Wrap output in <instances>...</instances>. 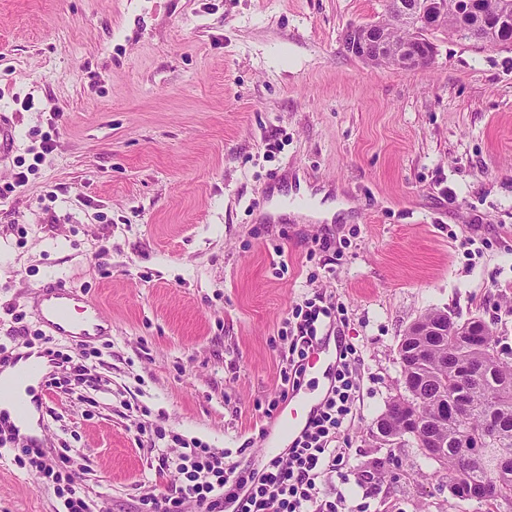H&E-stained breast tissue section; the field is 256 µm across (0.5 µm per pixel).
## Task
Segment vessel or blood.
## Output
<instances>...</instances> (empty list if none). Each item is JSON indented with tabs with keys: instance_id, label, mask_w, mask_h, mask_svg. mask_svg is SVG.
<instances>
[{
	"instance_id": "obj_1",
	"label": "vessel or blood",
	"mask_w": 512,
	"mask_h": 512,
	"mask_svg": "<svg viewBox=\"0 0 512 512\" xmlns=\"http://www.w3.org/2000/svg\"><path fill=\"white\" fill-rule=\"evenodd\" d=\"M33 307L48 337L67 339L81 347L111 335L112 322L92 299L68 287L60 277H52L34 289ZM308 366L322 375L321 384L304 383L288 396L290 414L270 422L266 429V448L253 462L257 474H264L269 459L287 453L295 439L318 413L334 385L336 350L329 338H322L311 351Z\"/></svg>"
}]
</instances>
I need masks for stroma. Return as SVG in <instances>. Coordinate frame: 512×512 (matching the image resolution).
<instances>
[{"mask_svg":"<svg viewBox=\"0 0 512 512\" xmlns=\"http://www.w3.org/2000/svg\"><path fill=\"white\" fill-rule=\"evenodd\" d=\"M384 9L0 0L15 140L0 157V358L37 353L31 292L49 277L111 319L87 379L37 413L93 512L178 486L156 467L181 438L247 467L279 399L283 322L318 295L361 360L336 440L351 512H483L411 439L373 431L403 391L398 344L429 310L479 316L512 349V46L439 31L424 69L348 54V27ZM305 190L349 207L329 223L252 207ZM21 453L0 447V512H59Z\"/></svg>","mask_w":512,"mask_h":512,"instance_id":"35a3bbf8","label":"stroma"}]
</instances>
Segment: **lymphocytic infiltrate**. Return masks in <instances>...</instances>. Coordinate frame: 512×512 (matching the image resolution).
I'll return each mask as SVG.
<instances>
[{
  "label": "lymphocytic infiltrate",
  "mask_w": 512,
  "mask_h": 512,
  "mask_svg": "<svg viewBox=\"0 0 512 512\" xmlns=\"http://www.w3.org/2000/svg\"><path fill=\"white\" fill-rule=\"evenodd\" d=\"M335 318V303L323 298L306 300L293 309L281 333L287 342L281 354V394L301 384L309 350L326 323ZM359 366L356 349L342 346L331 395L287 458L272 460L262 480H255L251 470L226 465L223 456L199 442H188L177 462L165 457L159 460L160 469L176 466L182 485L172 493L142 498L144 512H225V497L250 481L255 487L238 512H346L345 494L323 497L318 481L328 475L337 476L343 484L348 481L350 451L336 447L335 441L360 396ZM25 454L30 467L52 485L57 497L63 498L66 512H90L88 502L77 495L70 476L62 470V453L29 448Z\"/></svg>",
  "instance_id": "f902f5d3"
}]
</instances>
